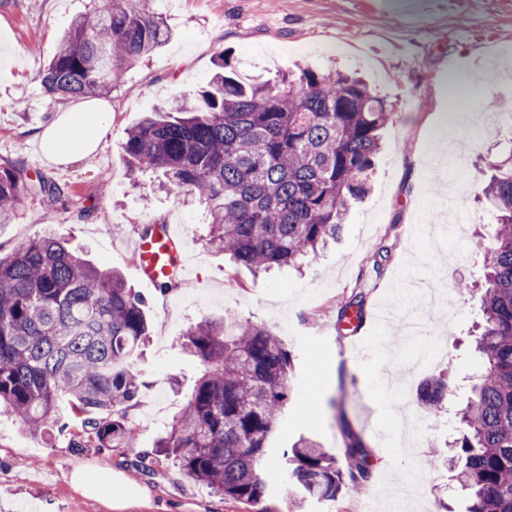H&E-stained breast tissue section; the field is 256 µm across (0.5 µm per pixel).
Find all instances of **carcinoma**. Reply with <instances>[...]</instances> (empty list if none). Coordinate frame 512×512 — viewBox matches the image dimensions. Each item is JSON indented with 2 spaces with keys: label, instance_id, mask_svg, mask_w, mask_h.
<instances>
[{
  "label": "carcinoma",
  "instance_id": "obj_1",
  "mask_svg": "<svg viewBox=\"0 0 512 512\" xmlns=\"http://www.w3.org/2000/svg\"><path fill=\"white\" fill-rule=\"evenodd\" d=\"M169 37L141 0H104L74 19L40 74L52 95L86 98L112 90L124 70ZM219 52L208 88L190 92L131 128L129 167L162 173L168 189L205 203L208 244L255 273L299 267L342 234L343 215L369 190L368 173L393 109L358 77L309 67L261 83L236 76ZM61 188L33 179L18 160L0 161V217L28 195ZM478 197L489 205L487 255L475 350L482 370L454 414L450 462L466 512H512V167L497 168ZM363 299L337 318H360ZM146 300L113 272L70 251L54 233L0 251V413L33 435L51 430L69 448H134L131 410L144 386L140 347ZM183 348L204 371L172 418L155 455L213 493L255 512L278 464L288 496L334 502L373 481L367 448L336 404L345 464L309 438L272 458L266 441L291 396L293 358L269 328L231 317L191 326ZM441 385L420 389L439 414Z\"/></svg>",
  "mask_w": 512,
  "mask_h": 512
}]
</instances>
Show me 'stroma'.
I'll return each mask as SVG.
<instances>
[{"instance_id":"1","label":"stroma","mask_w":512,"mask_h":512,"mask_svg":"<svg viewBox=\"0 0 512 512\" xmlns=\"http://www.w3.org/2000/svg\"><path fill=\"white\" fill-rule=\"evenodd\" d=\"M91 0H0V159L23 161L30 175L60 185L56 201L25 197L0 221V248L53 230L81 257L117 270L149 300L150 336L141 363L147 386L131 412L136 453L67 448L61 439L30 434L0 417V512H111L77 491L70 476L84 469L133 482L143 498L119 512H253L249 505L181 479L170 460L152 458L157 438L189 400L202 365L179 348L190 326L224 313L265 325L290 351L295 370L288 411L268 437L273 449L310 436L341 454L332 400L344 404L370 453L374 476L407 473L430 462L434 448L456 435L447 414L417 413L416 459L391 454L376 429L394 430L396 416L374 409L375 394L416 395L430 379L448 385L447 403L462 407L481 370L473 352L491 217L474 196L489 172L485 159L512 154V0H144L170 35L130 66L107 100L112 124L93 157L60 166L48 161L33 134L68 99L48 97L38 75L59 49L70 22ZM237 62L244 80L265 81L305 66L355 73L396 107L385 130L369 195L354 204L341 240L308 260L256 276L233 268L206 243L204 207L193 196L158 190L159 174L130 175L122 151L127 132L145 113L205 86L219 51ZM498 61L485 68L487 58ZM461 111L449 122V108ZM183 212L189 276L160 295L140 280L131 260L145 219L169 222ZM422 281L454 297L438 323L443 351L416 362L397 328L415 302L400 299L382 322L392 290ZM364 300L357 336L342 334L337 308Z\"/></svg>"}]
</instances>
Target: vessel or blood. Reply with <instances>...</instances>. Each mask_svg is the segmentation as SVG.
<instances>
[{
	"label": "vessel or blood",
	"mask_w": 512,
	"mask_h": 512,
	"mask_svg": "<svg viewBox=\"0 0 512 512\" xmlns=\"http://www.w3.org/2000/svg\"><path fill=\"white\" fill-rule=\"evenodd\" d=\"M134 263L140 277L152 286L185 276L184 245L174 225H157L150 236L139 237L134 245Z\"/></svg>",
	"instance_id": "b4317fda"
}]
</instances>
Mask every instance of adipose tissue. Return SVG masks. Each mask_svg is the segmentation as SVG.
I'll return each mask as SVG.
<instances>
[{"label":"adipose tissue","mask_w":512,"mask_h":512,"mask_svg":"<svg viewBox=\"0 0 512 512\" xmlns=\"http://www.w3.org/2000/svg\"><path fill=\"white\" fill-rule=\"evenodd\" d=\"M110 118L111 106L105 101L91 100L77 108L63 109L40 132V147L49 160L59 165L94 154L107 135Z\"/></svg>","instance_id":"adipose-tissue-1"}]
</instances>
